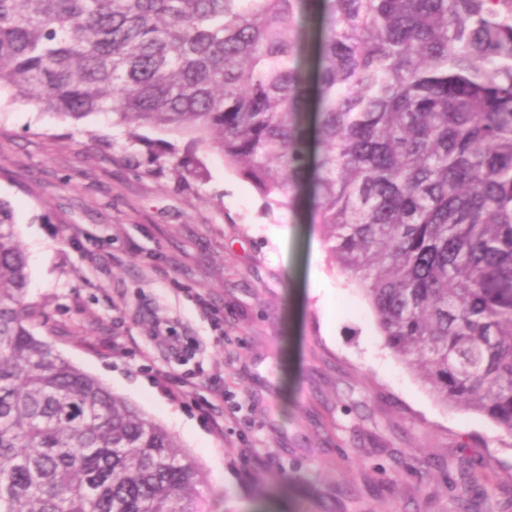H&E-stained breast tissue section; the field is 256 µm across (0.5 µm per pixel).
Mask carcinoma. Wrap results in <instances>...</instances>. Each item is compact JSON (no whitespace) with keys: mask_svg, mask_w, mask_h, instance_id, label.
Masks as SVG:
<instances>
[{"mask_svg":"<svg viewBox=\"0 0 512 512\" xmlns=\"http://www.w3.org/2000/svg\"><path fill=\"white\" fill-rule=\"evenodd\" d=\"M308 184L389 348L512 438V0H0V93ZM0 199V512H208L172 433L34 335Z\"/></svg>","mask_w":512,"mask_h":512,"instance_id":"obj_1","label":"carcinoma"}]
</instances>
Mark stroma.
Returning a JSON list of instances; mask_svg holds the SVG:
<instances>
[{
    "instance_id": "1",
    "label": "stroma",
    "mask_w": 512,
    "mask_h": 512,
    "mask_svg": "<svg viewBox=\"0 0 512 512\" xmlns=\"http://www.w3.org/2000/svg\"><path fill=\"white\" fill-rule=\"evenodd\" d=\"M0 198L34 333L176 437L211 512H512V439L386 346L310 207L193 135L4 95Z\"/></svg>"
}]
</instances>
